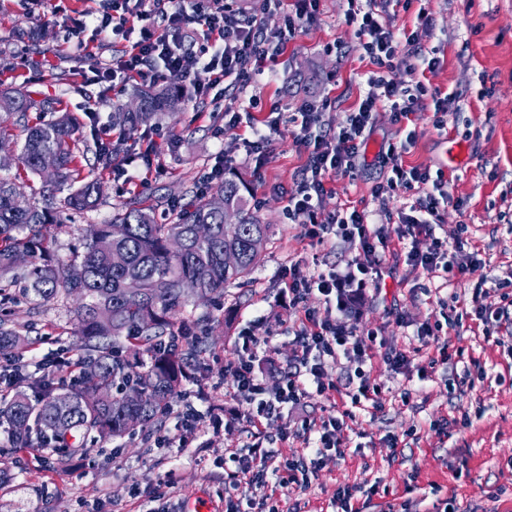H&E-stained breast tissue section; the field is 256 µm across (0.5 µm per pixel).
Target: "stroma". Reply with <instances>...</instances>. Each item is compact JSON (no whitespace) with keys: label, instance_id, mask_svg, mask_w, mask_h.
I'll return each instance as SVG.
<instances>
[{"label":"stroma","instance_id":"35a3bbf8","mask_svg":"<svg viewBox=\"0 0 512 512\" xmlns=\"http://www.w3.org/2000/svg\"><path fill=\"white\" fill-rule=\"evenodd\" d=\"M63 5L56 13L46 0H0V91L26 90L35 100L52 102L56 114L79 121L77 160L101 186L95 210L67 214L64 226L53 231L56 256L70 262L89 225L108 220L129 199L160 216L167 215L172 201H189L223 148L232 150L235 174L249 182L258 214L272 226L262 260L248 280L225 287L223 297L209 305V344L194 364V380L173 403L206 414L232 413L238 404L230 395L234 377L226 367L237 359L243 333L258 326L274 333L270 348L256 353L267 388L277 387L292 358L291 332L303 307L281 302L283 273L294 264L310 272L342 270L358 253L354 243L337 238L310 244L301 238L300 226L288 221L287 196L304 161L293 142L292 118L303 100L328 98L332 105L324 120L341 126L376 67L345 22L348 0H320L316 22L289 42L274 73L245 91L261 101L258 119L272 117V104L282 106L274 116L279 131L262 172H255L251 156L239 146V129L225 126L223 111L210 102L186 101L177 116L164 115L126 132L125 147L155 142L163 163L160 176L126 185L114 180L111 167L98 163L99 137L96 126L86 123V113L97 110L99 124H111L114 107L129 105L135 90L152 83L137 77H119L109 85L83 83L81 72L109 67L116 51L106 39L94 55L76 52L67 35L72 19L89 2L64 0ZM428 7L437 20L430 32L420 29L412 10L391 9L386 19L394 30L417 33L424 46L438 49L441 64L425 70L421 80L432 89L460 92V109L449 113L444 132L434 127L432 109L414 113L408 128L415 143L403 161L443 170L449 191L465 205L448 207L436 234L452 242L460 225H468L483 263L447 282L398 256L393 277L363 307L357 326L415 352V360L399 374L373 362L370 378L383 388L382 408L357 413L344 455L326 457L308 487H277L284 510L295 505L300 512H336L338 494L348 487L359 512H436L447 502L455 512H512V358L486 342L468 314L474 286L512 266V225L500 219L512 213V0H430ZM33 29L37 41L24 43L23 33ZM376 178L373 170L355 179L333 177L324 211L345 203L364 210L369 223H387L409 196H375ZM453 293L459 298L455 309L442 310L440 300ZM393 306L402 308L408 328L389 316ZM74 307L71 300L9 304L25 338V361L44 356L78 360ZM424 323L439 325L437 338L414 336V327ZM444 345L453 356L442 364ZM459 348L464 351L460 357L455 354ZM432 358L438 365L431 379L420 380L419 367ZM201 392L206 395L202 401L197 398ZM325 407L324 398H307L270 420L255 439L235 422L218 431L206 429L187 448L156 447L157 436L177 433L171 415L161 427L133 437L88 444L63 467L43 464L39 450L0 446V467L11 474L0 487V512H182L191 497L212 512H225L228 474L234 468L230 454L254 444L302 453V421L325 416ZM467 413L472 419L465 424L461 417Z\"/></svg>","mask_w":512,"mask_h":512}]
</instances>
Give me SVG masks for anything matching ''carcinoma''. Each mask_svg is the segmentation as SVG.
I'll return each mask as SVG.
<instances>
[{
  "instance_id": "obj_1",
  "label": "carcinoma",
  "mask_w": 512,
  "mask_h": 512,
  "mask_svg": "<svg viewBox=\"0 0 512 512\" xmlns=\"http://www.w3.org/2000/svg\"><path fill=\"white\" fill-rule=\"evenodd\" d=\"M133 106L112 113V124L135 128L149 124L159 112L177 113L182 97L169 88L138 91ZM0 102L23 128L24 143L17 157L23 169L41 175L42 158L56 159L57 173L42 184V204H18L21 196L15 179L1 175L12 167L11 158L0 157V301H9L8 287L17 280V259L28 258L23 279L44 302L81 296L77 309L76 335L83 355L79 359L80 380L66 395L70 406H57L60 389L56 379L40 376L27 381L18 351L20 337L12 321L0 316V359L10 362L4 374L13 394L0 399V421H5L12 441L21 448L32 445L31 434L52 439L67 448L79 438L108 443L136 430L162 423L164 412L179 396L189 357L206 347L199 334L191 349L164 350L165 344L185 330L179 315L190 297L183 285H197L196 301L206 302L224 287L243 281L261 261L270 225L261 221L249 205L247 184L236 176L226 177L208 193L193 200L159 224L151 211L130 200L105 224H92L80 260L60 263L50 247L52 227L63 225L56 193L68 188L65 207L83 212L99 200L97 181L81 175L76 163L77 126L68 115L31 125L27 112L36 106L22 91H5ZM221 199L239 211V224H224ZM125 226L115 238L112 226ZM198 224L210 233L200 238ZM239 253L234 266L224 264V250ZM93 390L98 401L88 403L83 395ZM139 393L140 400L127 404V392Z\"/></svg>"
}]
</instances>
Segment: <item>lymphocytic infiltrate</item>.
<instances>
[{
    "instance_id": "obj_1",
    "label": "lymphocytic infiltrate",
    "mask_w": 512,
    "mask_h": 512,
    "mask_svg": "<svg viewBox=\"0 0 512 512\" xmlns=\"http://www.w3.org/2000/svg\"><path fill=\"white\" fill-rule=\"evenodd\" d=\"M319 4L320 0H293L291 11L284 15L283 31L271 36L258 16L245 15L229 0H99L98 8L82 12L71 31L78 34L75 48L83 53L92 50L81 38L88 30L110 34L123 45L111 70H93L86 78L88 84L103 83L114 72L127 77L178 73L189 81L181 90L189 100L203 101L212 91H221L224 114L229 125L236 126L243 123L236 108L241 93L257 76L274 71L288 42L314 21ZM384 14L381 0H350L345 21L381 73L368 78L366 90L339 128L329 130L323 124L322 111L329 106V99L301 104L293 140L306 160L285 207L290 223L301 226L305 239L320 243L333 235L354 241L359 255L342 273L333 268L310 273L297 264L289 267L284 282L289 303L302 304L308 295L317 294L325 308L304 309L292 340L295 365L277 390L264 387L252 359L254 349L270 344L271 336L252 332L244 336V354L232 367L233 397L242 405L232 418L246 421L252 429H261L265 421L313 394L328 401L330 411L320 420L303 423V454L292 456L283 448L258 446L244 454L231 453L235 469L229 478L242 493L237 500L228 501L226 512H277L271 504L277 483L286 478L302 486L310 484L328 453L343 455L348 442L346 420L353 409H380L382 388L371 383L367 363L378 356L394 372L410 365L406 351L393 345L378 349L376 335L361 332L355 325L367 291H380L392 273L385 260L391 241L402 244L409 265L447 281L482 263L469 238L460 237L450 244L436 237L442 211L451 206L462 208L464 201L449 192L444 172L404 165L402 156L412 146L413 135L386 141L374 157L366 155L378 103L388 105L391 122L398 126L410 122L425 103H432L434 126L442 130L457 99L456 93L432 91L415 80L418 65L433 69L441 60L414 35L396 32ZM400 67L409 76L403 84L388 76ZM368 163L380 175L375 195L416 194L408 211L398 212L397 227L369 226L364 212L353 206L339 207L327 215L321 212L322 201L330 192V178L339 173L357 174ZM423 238L431 239L429 250L418 249ZM341 361L354 367L358 384L352 389H342L333 376Z\"/></svg>"
}]
</instances>
